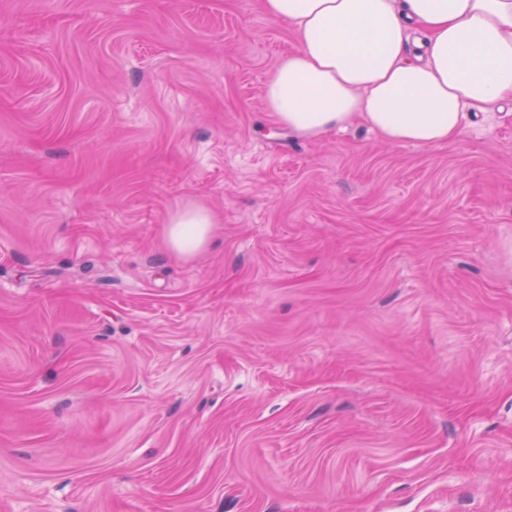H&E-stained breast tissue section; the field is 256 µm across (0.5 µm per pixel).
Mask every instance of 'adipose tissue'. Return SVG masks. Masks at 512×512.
I'll list each match as a JSON object with an SVG mask.
<instances>
[{"mask_svg":"<svg viewBox=\"0 0 512 512\" xmlns=\"http://www.w3.org/2000/svg\"><path fill=\"white\" fill-rule=\"evenodd\" d=\"M293 28L295 51L263 85L277 123L320 138L361 119L394 144L446 145L468 109L512 101V0H262ZM217 219L173 211L165 238L190 258Z\"/></svg>","mask_w":512,"mask_h":512,"instance_id":"adipose-tissue-1","label":"adipose tissue"}]
</instances>
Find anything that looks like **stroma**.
<instances>
[{
    "mask_svg": "<svg viewBox=\"0 0 512 512\" xmlns=\"http://www.w3.org/2000/svg\"><path fill=\"white\" fill-rule=\"evenodd\" d=\"M296 46L261 0H0V512H512V104L302 138ZM167 246L190 258L206 246L218 224L212 211L201 205H188L173 211L166 219Z\"/></svg>",
    "mask_w": 512,
    "mask_h": 512,
    "instance_id": "35a3bbf8",
    "label": "stroma"
}]
</instances>
